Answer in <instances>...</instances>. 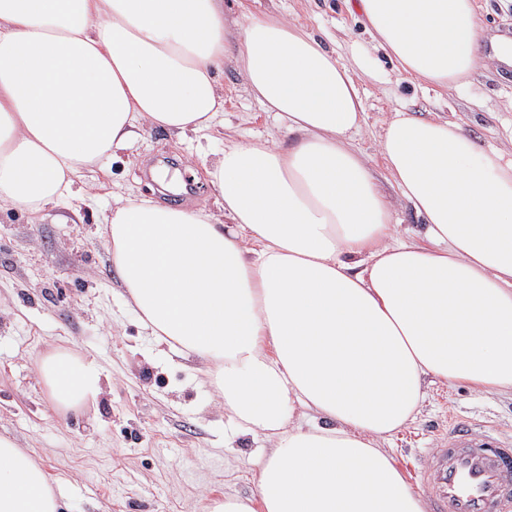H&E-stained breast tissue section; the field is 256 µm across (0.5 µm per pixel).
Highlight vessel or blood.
Returning <instances> with one entry per match:
<instances>
[{"instance_id":"b4317fda","label":"vessel or blood","mask_w":512,"mask_h":512,"mask_svg":"<svg viewBox=\"0 0 512 512\" xmlns=\"http://www.w3.org/2000/svg\"><path fill=\"white\" fill-rule=\"evenodd\" d=\"M431 512H512V438L452 428L447 447L428 452L416 470Z\"/></svg>"}]
</instances>
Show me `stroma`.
<instances>
[{
  "label": "stroma",
  "mask_w": 512,
  "mask_h": 512,
  "mask_svg": "<svg viewBox=\"0 0 512 512\" xmlns=\"http://www.w3.org/2000/svg\"><path fill=\"white\" fill-rule=\"evenodd\" d=\"M483 39L512 38V0H475ZM275 14L326 44L370 42L352 0H224L237 29L246 15ZM374 56L382 80L357 83L366 117L356 145L375 157L383 193L398 192L379 162V137L394 110L460 122L481 142L512 151V70L478 67L456 90L416 84L398 74L384 51ZM216 78L224 88V122L209 138L180 139L146 130L135 145L104 160L95 200L33 212L0 208V434L33 452L62 504L61 512H206L211 498L255 493L252 459L263 438L235 434L206 381L203 362L157 342L127 301L105 228L112 194L159 196L155 171H202L226 135L253 141L284 136L274 113L246 90L233 63ZM61 348L104 368L95 404L51 410L36 370L38 357ZM487 424L512 435V393L486 395L465 385H431L417 419L384 446L413 489L426 449L447 439L450 420Z\"/></svg>",
  "instance_id": "stroma-1"
}]
</instances>
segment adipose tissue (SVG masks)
<instances>
[{
	"label": "adipose tissue",
	"instance_id": "1",
	"mask_svg": "<svg viewBox=\"0 0 512 512\" xmlns=\"http://www.w3.org/2000/svg\"><path fill=\"white\" fill-rule=\"evenodd\" d=\"M399 72L451 88L485 56L473 0H357ZM272 15L225 28L224 0H0V205L68 201L76 178L145 130L203 133L233 62L276 113L278 140L225 139L205 166L222 216L120 193L109 251L144 324L208 362L224 412L269 447L256 492L207 512H425L381 446L427 383L512 392V155L461 124L394 112L383 165L424 221L400 234L354 141V69ZM37 369L54 408L95 403L104 372L55 349ZM314 423L291 425L294 406ZM0 512H60L42 467L0 435Z\"/></svg>",
	"mask_w": 512,
	"mask_h": 512
}]
</instances>
